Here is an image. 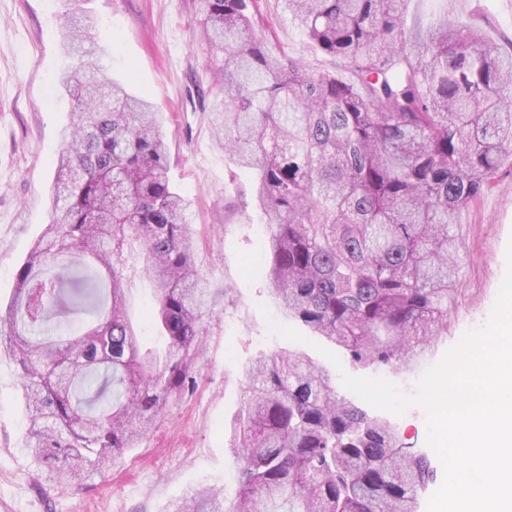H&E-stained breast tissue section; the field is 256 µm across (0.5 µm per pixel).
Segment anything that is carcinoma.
<instances>
[{"mask_svg":"<svg viewBox=\"0 0 512 512\" xmlns=\"http://www.w3.org/2000/svg\"><path fill=\"white\" fill-rule=\"evenodd\" d=\"M344 75L273 50L256 0H198L218 99L212 126L253 170L268 219V287L282 314L351 361L408 371L448 329L460 268L453 225L512 157V53L474 22L409 32L406 0H281ZM62 73L72 123L53 221L0 311L46 482L84 484L134 447L193 382L214 299L194 264L189 201L167 178L157 112L112 81L90 18L72 23ZM155 290L162 350L129 321V259ZM231 424L240 490H192L172 512H416L428 457L336 390L298 351L243 369Z\"/></svg>","mask_w":512,"mask_h":512,"instance_id":"1","label":"carcinoma"}]
</instances>
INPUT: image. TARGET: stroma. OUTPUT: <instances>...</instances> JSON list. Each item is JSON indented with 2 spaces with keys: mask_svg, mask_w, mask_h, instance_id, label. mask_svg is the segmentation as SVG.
<instances>
[{
  "mask_svg": "<svg viewBox=\"0 0 512 512\" xmlns=\"http://www.w3.org/2000/svg\"><path fill=\"white\" fill-rule=\"evenodd\" d=\"M196 0H0V305L9 306L16 271L49 224L52 184L72 103L60 74L77 66L62 46L72 14L93 21L105 72L160 112L171 186L190 202L195 265L217 291V305L196 362L195 382L173 395L157 425L116 457L102 475L56 487L37 475L26 450V414L18 367L0 355V512H169L172 502L199 485L239 489L238 464L229 448L230 424L243 397V364L262 353L291 348L274 334L282 321L267 289L263 257L265 217L249 191L250 173L234 166L216 144L210 113L214 66L200 43ZM473 19L484 36L512 43V0H411L408 23L423 26L441 15ZM255 17L267 40L316 69L332 58L316 54L277 0H258ZM455 232L462 246L460 283L448 307V329L431 346L436 365L470 330L485 327L512 265V165L496 186L465 210ZM130 313L145 342L152 326V283L132 282ZM344 371L382 377L411 393L421 370L354 365Z\"/></svg>",
  "mask_w": 512,
  "mask_h": 512,
  "instance_id": "35a3bbf8",
  "label": "stroma"
}]
</instances>
